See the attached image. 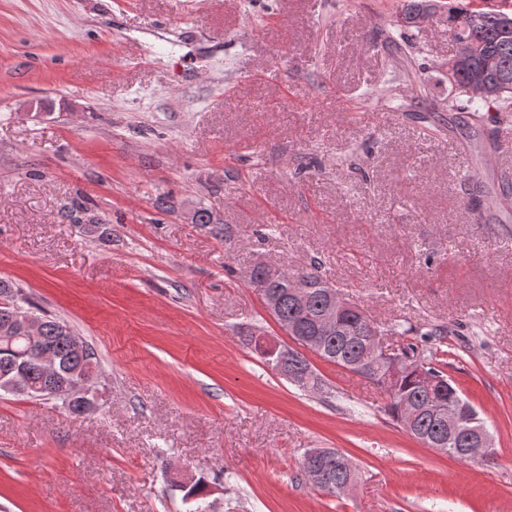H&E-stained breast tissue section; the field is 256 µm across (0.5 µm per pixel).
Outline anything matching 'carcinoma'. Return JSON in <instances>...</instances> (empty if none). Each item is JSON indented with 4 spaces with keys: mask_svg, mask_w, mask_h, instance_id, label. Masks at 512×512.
<instances>
[{
    "mask_svg": "<svg viewBox=\"0 0 512 512\" xmlns=\"http://www.w3.org/2000/svg\"><path fill=\"white\" fill-rule=\"evenodd\" d=\"M437 4L434 0H404L399 12L400 26L420 29L423 22L432 18ZM501 11L496 9H470L448 4V28L453 42L462 46V51L448 59V82L458 95L465 97L463 109L470 112L495 110L507 115L512 112V27L499 24ZM73 221L87 224L90 231H98L106 219L79 204L72 207ZM322 263L315 261L310 267L295 270L293 274L306 286L305 302H300L289 282L266 275L253 282L264 301L274 300L276 307L272 315L278 322H290L298 326V335L319 336L318 322L325 304L326 280L321 273ZM0 299L17 303L19 308L36 314L41 321V338L34 341L17 340L9 345L0 340V371L19 353L35 356L49 349L69 371L81 370L85 363L72 355L70 344L62 328L68 323L36 307L22 290L5 281H0ZM361 318L348 325L340 335L320 336L322 350L317 355L324 361L342 367L354 374L366 371L364 379L376 385L386 396L387 413L396 421L404 417L403 402L420 405L427 397L424 383L405 374L397 379L389 374V368L379 363L369 351L371 331L381 336L398 333V325L381 323L373 319L364 309H359ZM265 363L283 375L289 382L309 393L324 388V380L311 366L305 355L292 347L278 350H260ZM400 354L409 358L416 369L427 373V380L437 387H454L448 374L435 366L434 354L427 347L409 344ZM416 427L423 433L442 432L448 425L429 415L421 414ZM327 467L334 479L343 481L356 476V466L345 454L335 450H308L301 462L302 475L312 483V474ZM208 486L202 479L191 486L182 487L183 498L197 497V509L206 512L205 495Z\"/></svg>",
    "mask_w": 512,
    "mask_h": 512,
    "instance_id": "1",
    "label": "carcinoma"
}]
</instances>
